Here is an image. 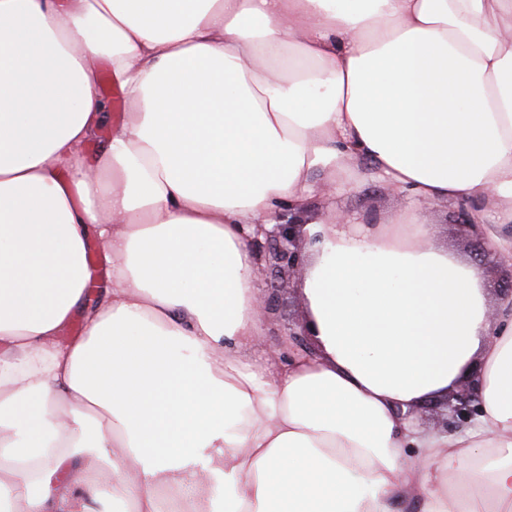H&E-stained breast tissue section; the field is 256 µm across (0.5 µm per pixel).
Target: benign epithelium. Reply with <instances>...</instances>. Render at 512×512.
Returning <instances> with one entry per match:
<instances>
[{
	"label": "benign epithelium",
	"mask_w": 512,
	"mask_h": 512,
	"mask_svg": "<svg viewBox=\"0 0 512 512\" xmlns=\"http://www.w3.org/2000/svg\"><path fill=\"white\" fill-rule=\"evenodd\" d=\"M449 218L457 226L458 231L465 237L475 235L467 224V208L459 206L450 210ZM255 249L259 272L264 274L269 282L267 292L259 296V311L268 313L272 302L275 301L279 289L291 290V286L302 280L307 248V240L303 232V222L288 209L282 210L277 216L276 224L268 228L264 224L256 225V236L252 239ZM478 393L475 383L468 382L459 389L449 393L443 407L449 410L450 418L443 423H452L454 427L464 422L474 413V402Z\"/></svg>",
	"instance_id": "benign-epithelium-1"
}]
</instances>
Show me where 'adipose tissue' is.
Here are the masks:
<instances>
[{"mask_svg":"<svg viewBox=\"0 0 512 512\" xmlns=\"http://www.w3.org/2000/svg\"><path fill=\"white\" fill-rule=\"evenodd\" d=\"M318 168L405 204L310 220ZM440 201L512 256V0H0V512H512V295ZM285 205L313 351L273 371L235 355ZM468 375L474 425L405 418ZM100 94L108 107L109 120L102 130L97 133L96 137L85 147V154L91 160L97 156L101 145L108 139L112 123L117 122L119 119V112L115 111L111 97L105 96L102 92ZM446 205L447 204L437 203L432 205L434 207L430 206L431 208L429 210L427 209L425 212L427 223L436 224L438 227V236L436 242L439 245L448 248V251L454 252L460 257L473 263L482 275L491 296L496 297L500 293L499 288L505 289V291H510V294H512V260H504L500 257H497L496 255H493L485 246L483 236L478 235V238L483 241V246L480 247L481 252L476 254V256H480L478 260L482 264H488L489 266L497 268H505L506 266H509L510 280L506 281V275L509 276V272L505 271L504 269L503 271L500 269L496 271V269L493 270L484 266H480L474 258V240H472V238H464L461 236L463 235L465 237H470L477 235L476 232L470 229L471 224H467V208L463 205L458 206L455 209L448 207V209H451L449 211V218L451 219L452 223L457 226L458 231L461 233L460 235L456 226L448 223V209L446 208ZM504 285L505 288H503Z\"/></svg>","mask_w":512,"mask_h":512,"instance_id":"adipose-tissue-1","label":"adipose tissue"}]
</instances>
